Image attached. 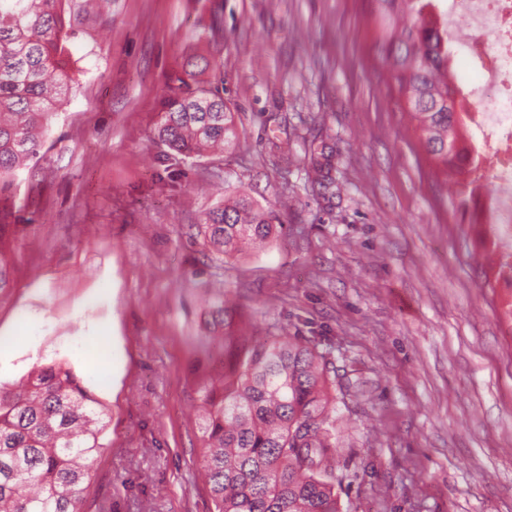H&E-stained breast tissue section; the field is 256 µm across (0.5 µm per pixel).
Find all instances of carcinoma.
Returning a JSON list of instances; mask_svg holds the SVG:
<instances>
[{
    "label": "carcinoma",
    "instance_id": "obj_1",
    "mask_svg": "<svg viewBox=\"0 0 512 512\" xmlns=\"http://www.w3.org/2000/svg\"><path fill=\"white\" fill-rule=\"evenodd\" d=\"M371 23L393 84L421 132L428 159L454 180L453 212L487 223L476 208L482 163L467 136L466 95L450 64L448 22L439 0H370ZM112 23V0H0V176L35 157L50 121L68 95L70 43L96 38ZM223 19L214 11L194 35L216 41ZM211 74L212 80L202 79ZM156 137L169 154L202 157L224 148L233 116L224 102L221 65L194 52L171 77ZM275 210L242 196L210 209L198 225L223 256L278 232ZM485 287L512 288L505 253ZM208 314L224 325V295ZM350 380L302 336L257 342L232 359L224 379L204 390L199 405L203 456L214 512H340L335 484L336 427L329 406ZM106 423L80 378L55 359L21 389L0 384V512H79Z\"/></svg>",
    "mask_w": 512,
    "mask_h": 512
}]
</instances>
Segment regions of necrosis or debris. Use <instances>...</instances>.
I'll use <instances>...</instances> for the list:
<instances>
[{"label": "necrosis or debris", "instance_id": "obj_1", "mask_svg": "<svg viewBox=\"0 0 512 512\" xmlns=\"http://www.w3.org/2000/svg\"><path fill=\"white\" fill-rule=\"evenodd\" d=\"M465 19L473 32L465 51L482 75L485 99L473 117L486 170L495 191L486 199L489 221L512 239V154L498 150L512 142V0H448V21Z\"/></svg>", "mask_w": 512, "mask_h": 512}]
</instances>
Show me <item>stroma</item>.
Returning <instances> with one entry per match:
<instances>
[{"mask_svg": "<svg viewBox=\"0 0 512 512\" xmlns=\"http://www.w3.org/2000/svg\"><path fill=\"white\" fill-rule=\"evenodd\" d=\"M235 140L167 157L170 77L203 0H114L78 44L42 157L0 181V383L59 359L107 415L81 512H211L195 412L224 376V333L303 336L351 388L336 405L341 512H512V288H485L483 225L388 96L367 0H223ZM244 194L283 225L232 257L198 236ZM108 339L97 373L89 341Z\"/></svg>", "mask_w": 512, "mask_h": 512, "instance_id": "stroma-1", "label": "stroma"}]
</instances>
